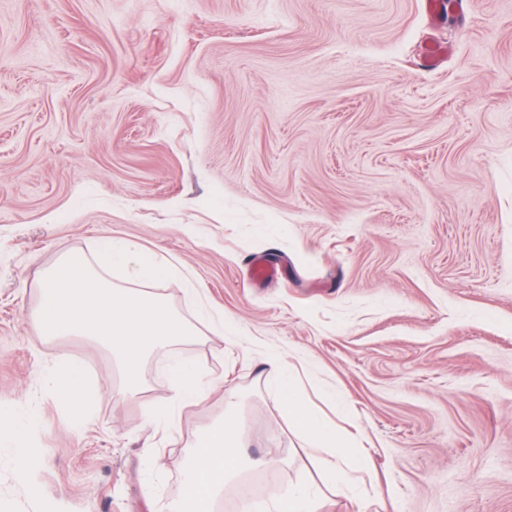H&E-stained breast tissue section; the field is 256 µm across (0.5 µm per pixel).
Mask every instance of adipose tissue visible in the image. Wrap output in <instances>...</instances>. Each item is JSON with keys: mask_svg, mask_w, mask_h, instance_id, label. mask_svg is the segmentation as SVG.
Segmentation results:
<instances>
[{"mask_svg": "<svg viewBox=\"0 0 512 512\" xmlns=\"http://www.w3.org/2000/svg\"><path fill=\"white\" fill-rule=\"evenodd\" d=\"M261 365L264 376L279 381L278 398L287 407L295 431L313 447L334 449L327 466L328 487L351 495L358 474L369 470L365 456L354 449L353 435L309 407L296 387L292 365L278 351L263 350ZM168 376L172 396L163 424L171 433L176 429L178 410L203 400L208 381L191 363L178 359L169 363ZM47 384L58 400L80 415L87 413L96 397L83 364L77 360L53 365ZM195 446L183 473L181 497L172 512H213L226 483L234 481L244 468L269 469L287 462L276 448L255 458L249 455L245 419L233 401L228 403L223 419L207 427Z\"/></svg>", "mask_w": 512, "mask_h": 512, "instance_id": "ef3b65f1", "label": "adipose tissue"}]
</instances>
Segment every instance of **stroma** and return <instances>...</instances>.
Wrapping results in <instances>:
<instances>
[{
    "instance_id": "1",
    "label": "stroma",
    "mask_w": 512,
    "mask_h": 512,
    "mask_svg": "<svg viewBox=\"0 0 512 512\" xmlns=\"http://www.w3.org/2000/svg\"><path fill=\"white\" fill-rule=\"evenodd\" d=\"M106 236L172 263L198 328L176 355L211 385L174 434L149 418L167 357L129 398L109 352L35 327L42 271ZM256 339L344 402L369 512H512V0H0V415L40 416L32 483L0 453V512H170L232 393L254 452H292L244 474L253 499L320 483ZM73 358L84 424L44 383Z\"/></svg>"
}]
</instances>
